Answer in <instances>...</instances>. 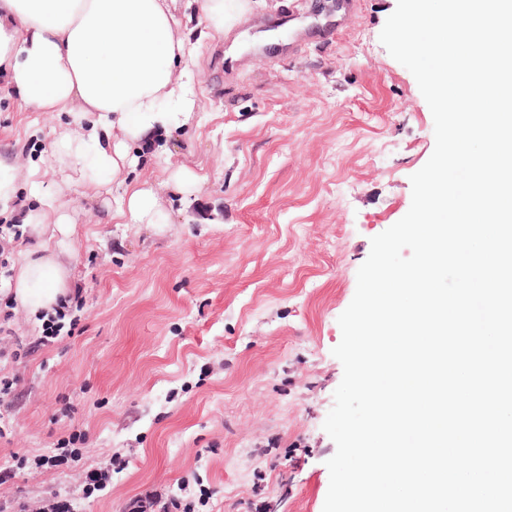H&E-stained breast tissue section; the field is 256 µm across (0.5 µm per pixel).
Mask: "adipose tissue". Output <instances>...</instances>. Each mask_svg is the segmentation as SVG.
I'll list each match as a JSON object with an SVG mask.
<instances>
[{
    "label": "adipose tissue",
    "instance_id": "ef3b65f1",
    "mask_svg": "<svg viewBox=\"0 0 512 512\" xmlns=\"http://www.w3.org/2000/svg\"><path fill=\"white\" fill-rule=\"evenodd\" d=\"M172 0H0V78L24 107L68 112L73 129L56 144L58 168L80 179L118 177L129 144L156 125L191 112V32ZM248 0H201L199 34L215 39L245 12ZM40 170L27 184L40 207L26 219L34 236L71 227L66 205L43 193ZM64 247L31 252L11 291L26 310H53L66 293Z\"/></svg>",
    "mask_w": 512,
    "mask_h": 512
}]
</instances>
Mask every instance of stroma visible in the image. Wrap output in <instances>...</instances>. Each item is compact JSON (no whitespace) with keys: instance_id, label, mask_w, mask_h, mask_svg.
Segmentation results:
<instances>
[{"instance_id":"obj_1","label":"stroma","mask_w":512,"mask_h":512,"mask_svg":"<svg viewBox=\"0 0 512 512\" xmlns=\"http://www.w3.org/2000/svg\"><path fill=\"white\" fill-rule=\"evenodd\" d=\"M396 5L249 0L200 42L186 124L131 142L107 184L45 177L73 223L51 337L9 290L38 245L4 230L36 206L20 185L0 214V512L58 497L124 512L150 493L180 512H323L338 318L435 146L414 76L379 39ZM71 123L1 93L0 157L47 166ZM134 186L153 190L157 223L116 216Z\"/></svg>"}]
</instances>
